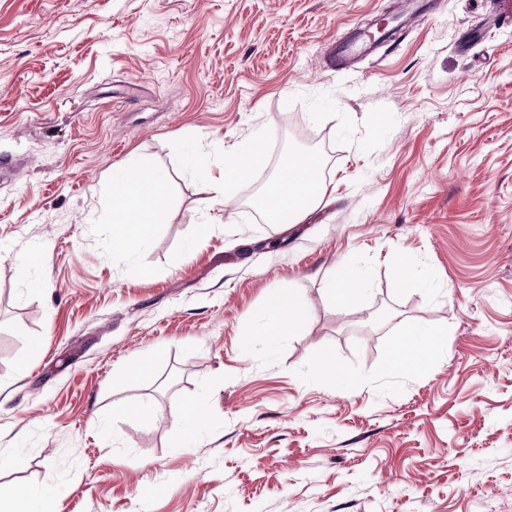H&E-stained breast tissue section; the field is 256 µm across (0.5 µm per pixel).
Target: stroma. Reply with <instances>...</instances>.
<instances>
[{"mask_svg": "<svg viewBox=\"0 0 512 512\" xmlns=\"http://www.w3.org/2000/svg\"><path fill=\"white\" fill-rule=\"evenodd\" d=\"M395 2L0 0V456L24 459L0 484L54 512H512V9L440 0L323 70ZM259 128L265 160L221 204L186 158L219 172ZM306 153L321 208L260 222L250 197ZM136 154L166 199L131 254L112 177ZM27 249L48 261L22 277ZM340 261L362 309L322 290ZM405 261L423 287L400 290ZM288 287L305 335L248 339ZM426 330L442 355L394 365ZM388 38L374 42L366 38L360 32H348L345 36L336 39L332 45V57L323 60L322 68H325V63L329 67L339 66L341 68H350L357 61L363 60L366 56L372 54L377 45L387 40Z\"/></svg>", "mask_w": 512, "mask_h": 512, "instance_id": "obj_1", "label": "stroma"}]
</instances>
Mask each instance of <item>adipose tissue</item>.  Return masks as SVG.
<instances>
[{"instance_id":"1","label":"adipose tissue","mask_w":512,"mask_h":512,"mask_svg":"<svg viewBox=\"0 0 512 512\" xmlns=\"http://www.w3.org/2000/svg\"><path fill=\"white\" fill-rule=\"evenodd\" d=\"M263 133H256L244 153L226 156L220 174L209 166L199 169L202 179L212 182L218 200L230 201L239 180L258 166L263 158ZM323 162L318 155L307 154L289 161L286 172L273 182L268 197L279 213L282 224H298L316 210L324 197ZM166 182L145 155L133 157L113 181V230L124 247L135 252L150 239L155 224L163 217L162 199ZM325 293L342 305H358L364 292L363 277L351 266L340 263L324 283ZM309 307L301 289L278 290L266 300L267 320L258 335L275 339L304 332ZM0 512H53L51 499L24 485H0Z\"/></svg>"}]
</instances>
